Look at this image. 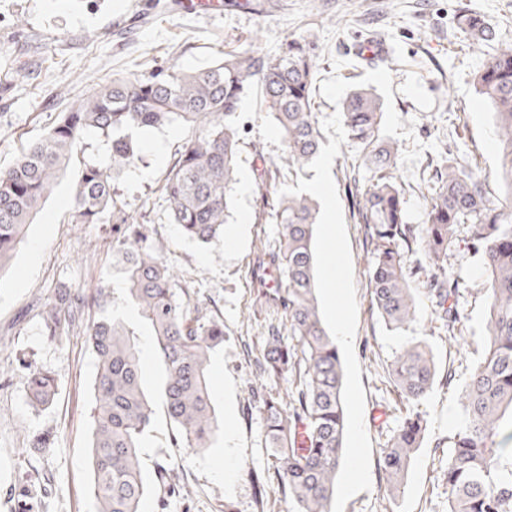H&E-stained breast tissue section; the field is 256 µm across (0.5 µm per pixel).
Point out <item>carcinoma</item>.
Listing matches in <instances>:
<instances>
[{"label":"carcinoma","mask_w":512,"mask_h":512,"mask_svg":"<svg viewBox=\"0 0 512 512\" xmlns=\"http://www.w3.org/2000/svg\"><path fill=\"white\" fill-rule=\"evenodd\" d=\"M469 46L492 53L475 75L481 97L498 122L499 175L512 189V40L500 39L477 16H460ZM319 73L315 43L293 39L271 55L260 49L227 54L216 64L185 72L176 65L148 74L112 75L89 88L41 139L31 143L8 168L0 170V268L11 260L34 214L50 196L61 171L78 153L85 131L111 140L112 165L86 164L74 190L71 224H112V250L125 264L127 291L153 332L157 357L165 368L161 397L174 425L173 448L194 451L212 445L217 419L208 376L210 358L224 342V322L194 299L177 280L150 241L149 225L133 215L130 203L114 190L120 173L142 161L137 129L179 123L188 129L168 166L161 194L169 220L181 232L207 243L224 231L231 184L241 153L238 119L244 99L261 93L283 150L275 169L297 172L319 153L321 132L313 89ZM381 100L357 89L343 102L348 135L363 148L371 175L354 182L359 223L371 245V303L391 331L415 322V290L406 255L419 253L433 267L425 292L434 303L435 321L454 334L461 321L460 285L448 279V254L459 228L468 226L470 242L482 251L489 281L488 334L484 353L460 391L463 421L448 440L442 482L448 512H512V467L501 463L505 449L498 437L512 439V207L487 196L483 182L464 158H450L435 169L424 224L406 221L405 196L397 181L398 148L379 139ZM318 202L310 195L276 197L267 219L280 227L278 251L268 263L279 271L278 287L260 285L259 299L283 311V326L263 337V372L295 384L288 398L269 393L259 400L266 423L272 467L288 491L289 512H330L336 474L343 455L345 427L342 373L336 344L326 332L316 303L313 253ZM102 289L93 296L64 287L42 306L53 336L66 334L86 309H105ZM85 341L98 359L90 465L99 512H140L145 495L139 448L154 408L140 376V354L115 317L85 326ZM27 391L41 406L57 395L54 375L26 364ZM403 400L417 403L432 389L436 369L428 344L402 348L391 364ZM426 422L408 414L382 449L381 471L389 499L404 492L408 468L424 440ZM160 512L180 493L174 475L157 467Z\"/></svg>","instance_id":"1"}]
</instances>
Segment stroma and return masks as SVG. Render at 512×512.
<instances>
[{
    "mask_svg": "<svg viewBox=\"0 0 512 512\" xmlns=\"http://www.w3.org/2000/svg\"><path fill=\"white\" fill-rule=\"evenodd\" d=\"M183 2L0 0V166L11 165L89 87L112 75L145 74L173 62L192 71L227 53L255 47L275 53L289 40L309 36L320 58L319 80L335 74L354 82L370 70L389 69L394 108L402 120L414 123V140L397 138L399 150H409L415 140L438 143V150L422 153L413 174L397 173L408 223L425 219L432 164L456 155L475 160L491 199H506L507 188L497 177V118L474 85L485 56L471 51L458 18L464 11L480 16L499 37L512 39V0H224L220 15L210 8L186 13ZM370 38L385 39L390 52L366 63L354 48ZM240 112L243 146L231 186L233 209L218 240L202 245L182 236L169 222L159 191L186 135L183 126L140 131L144 162L114 183L150 224L168 264L224 322V342L210 367L220 425L214 443L199 452L170 447L173 427L163 411H156L141 450L148 484L141 512H159L153 483L159 462L176 474L182 489L169 512H224L228 501L236 512H286L288 507L270 464L265 421L256 409L262 395H284L292 388L291 381L269 378L260 366L262 340L269 325L281 324L282 311L257 301L259 261L279 241L278 225L263 213L258 185L293 186L315 173H276L273 163L283 142L270 114L255 96L244 100ZM85 161L109 165L110 141L94 131L85 135L81 160L64 170L9 264L0 269V512H23L18 490L32 478L41 482L47 512L98 509L89 464L97 359L81 330L60 339L49 336L40 307L59 288L105 290L109 311L124 319L140 351L147 394L160 398L164 368L153 353L149 326L128 298L124 264L112 250L111 224L67 221ZM331 172L351 248L358 308L354 348L375 462L413 409L394 386L390 363L396 352L426 339L436 366L432 390L414 408L426 420V433L406 474L404 495L394 501L386 497L375 465L370 490L350 498L344 512H448L439 475L441 446L462 422L465 368L483 351L488 315L483 257L462 244L448 258L449 278L467 288L461 322L451 336L431 330L432 306L423 288L432 269L420 255H408L420 318L404 330L389 331L371 309L370 245L350 192L353 179L368 175L361 148L342 143ZM27 361L54 374L58 394L50 406L30 400ZM46 437L51 447H41Z\"/></svg>",
    "mask_w": 512,
    "mask_h": 512,
    "instance_id": "obj_1",
    "label": "stroma"
}]
</instances>
